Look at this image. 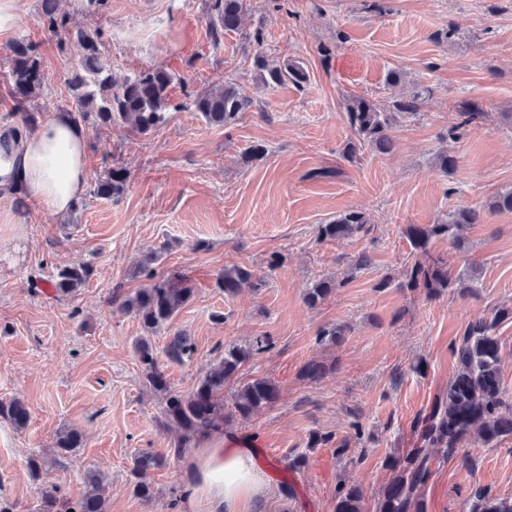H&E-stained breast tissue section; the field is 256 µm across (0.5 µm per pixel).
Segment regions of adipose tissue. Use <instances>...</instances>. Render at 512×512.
<instances>
[{
  "mask_svg": "<svg viewBox=\"0 0 512 512\" xmlns=\"http://www.w3.org/2000/svg\"><path fill=\"white\" fill-rule=\"evenodd\" d=\"M86 148L85 129L65 115L31 131L0 129V192L67 211L87 182ZM183 474L181 512H243L271 492L253 442L220 432L186 456Z\"/></svg>",
  "mask_w": 512,
  "mask_h": 512,
  "instance_id": "1",
  "label": "adipose tissue"
}]
</instances>
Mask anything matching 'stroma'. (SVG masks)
Here are the masks:
<instances>
[{"instance_id":"1","label":"stroma","mask_w":512,"mask_h":512,"mask_svg":"<svg viewBox=\"0 0 512 512\" xmlns=\"http://www.w3.org/2000/svg\"><path fill=\"white\" fill-rule=\"evenodd\" d=\"M59 9L102 31L101 58L115 77L165 66L185 82L172 91L168 121L147 136L118 122L86 126L88 178L123 164L130 177L120 197L87 192L64 214L0 198V401L19 400L30 412L20 431L0 418V493L14 512H36L42 489L78 494L94 470L104 478L106 512H173L181 459L150 472L151 500L133 492L135 456L167 451L174 434L161 425L164 400L135 350L139 318L112 303L113 292L146 285L147 265L160 277L182 273L195 289L171 331L152 339L159 354L175 331L194 343L191 360L165 366L173 390L191 391L217 347L270 339L243 374L272 379L279 399L227 426L253 439L274 489L262 512H334L342 480L374 505L389 477L384 458L415 447L413 425L446 389L467 321L512 304V212L486 208L492 195L512 190V0H251L246 27L262 28L264 52L300 61L309 75L303 86L274 88L256 80L255 49L241 35L211 46L207 0H103L91 14L59 0ZM41 11V0H20L15 35L41 59L43 91L31 107L43 123L70 107L68 80L83 50L48 32ZM226 77L255 106L229 126L208 125L188 94ZM418 85L433 94L422 116L398 119L390 153L365 147L344 157L355 138L344 119L348 95L383 104ZM471 108L485 119L450 140L459 112ZM255 145L263 154L248 158ZM446 150L458 160L448 174L435 165ZM462 207L479 209L480 223L468 225L462 247L439 237L430 252L472 275L475 295L430 298L403 287L415 260L407 226L439 223ZM350 210L367 214L369 235L318 240L319 225ZM361 253L370 262L358 268ZM76 260L91 268L88 282L76 295L55 296L49 276ZM230 264L245 266L253 281L232 297L216 286ZM323 278L337 281L336 292L308 307L306 289ZM333 324L346 326L342 341L320 342L319 330ZM311 359L335 361V373L302 380ZM356 420L362 462L309 447L311 433L341 439ZM70 428L83 446L62 459L55 441ZM301 453L308 466L288 471ZM469 453L471 469L436 460L428 512H462L475 486L512 494L511 440ZM33 455L43 459L36 479L26 468Z\"/></svg>"}]
</instances>
